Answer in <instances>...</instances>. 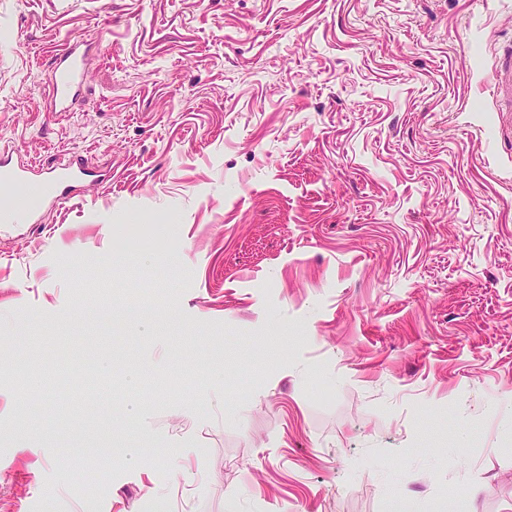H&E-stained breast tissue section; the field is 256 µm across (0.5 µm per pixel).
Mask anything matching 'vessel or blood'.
Instances as JSON below:
<instances>
[{"instance_id":"vessel-or-blood-1","label":"vessel or blood","mask_w":512,"mask_h":512,"mask_svg":"<svg viewBox=\"0 0 512 512\" xmlns=\"http://www.w3.org/2000/svg\"><path fill=\"white\" fill-rule=\"evenodd\" d=\"M85 56L83 44L76 38L68 40L62 51L55 56L49 77L52 111L68 112L73 109L85 79ZM89 175V170L80 161L61 164L54 179L47 185L48 199L67 196L75 184ZM28 182V168L13 164L8 156L0 153V196L11 201L9 208L0 211L1 223L32 219V212L15 201L18 190Z\"/></svg>"}]
</instances>
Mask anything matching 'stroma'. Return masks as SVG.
<instances>
[{
    "mask_svg": "<svg viewBox=\"0 0 512 512\" xmlns=\"http://www.w3.org/2000/svg\"><path fill=\"white\" fill-rule=\"evenodd\" d=\"M511 74L512 0H0L95 172L0 224V512H512ZM85 56L86 49L77 38L68 40L55 56L49 77L52 111L70 112L73 109L85 79Z\"/></svg>",
    "mask_w": 512,
    "mask_h": 512,
    "instance_id": "35a3bbf8",
    "label": "stroma"
}]
</instances>
